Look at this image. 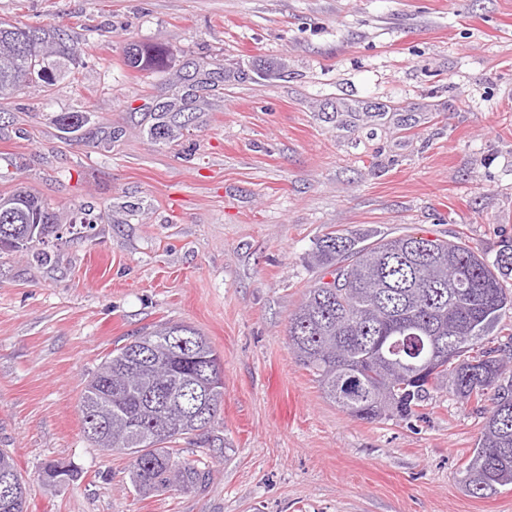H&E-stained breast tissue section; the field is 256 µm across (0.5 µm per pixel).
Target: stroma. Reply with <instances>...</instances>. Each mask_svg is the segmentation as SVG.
Returning a JSON list of instances; mask_svg holds the SVG:
<instances>
[{
	"mask_svg": "<svg viewBox=\"0 0 512 512\" xmlns=\"http://www.w3.org/2000/svg\"><path fill=\"white\" fill-rule=\"evenodd\" d=\"M0 21L81 49L64 84L0 98V194L59 224L48 260L0 253V448L27 512H512L511 486L464 487L479 404L354 419L287 344L329 232L422 228L491 258L512 240V0H0ZM134 43L163 64L130 68ZM165 321L223 360L224 452L189 445L208 488L145 498L78 402ZM50 462L77 479L45 489ZM4 456L7 458L9 466L14 472L15 482L13 489L11 490V487L5 484L4 480H2V476L0 475V498L4 495L5 491H9L10 494L13 493L15 499L18 500L19 509H24L27 495L25 479L23 478L20 471L17 469V466L14 463V459L10 452L7 451L6 449L1 448L0 457L2 458Z\"/></svg>",
	"mask_w": 512,
	"mask_h": 512,
	"instance_id": "1",
	"label": "stroma"
}]
</instances>
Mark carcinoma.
Segmentation results:
<instances>
[{"instance_id":"carcinoma-1","label":"carcinoma","mask_w":512,"mask_h":512,"mask_svg":"<svg viewBox=\"0 0 512 512\" xmlns=\"http://www.w3.org/2000/svg\"><path fill=\"white\" fill-rule=\"evenodd\" d=\"M81 49L65 32L0 21V95L25 87H49L65 79ZM164 51L135 45L127 52L132 68L158 65ZM11 209L0 208V238L20 241L25 252L47 258L45 240L29 236L30 225L56 218L50 205L28 191L6 195ZM512 242L488 260L462 242L429 239L423 234L382 238L362 245L351 234L330 232L316 244L314 261L331 280L306 290L288 318V349L316 378L326 398L346 415L374 422L406 419L445 390L462 402L487 401L480 436L465 467L466 491L484 498L512 485V334L499 326L512 310ZM373 280L386 283L376 293ZM174 336H191L194 356L219 353L197 328L164 322L114 349L92 374L81 393L83 432L104 452L129 456L128 479L148 497L161 489L196 490L212 480L202 459L181 457L174 444L191 439L211 445V427L224 401V370L202 401L183 380L189 368L153 383L171 401L172 431L143 404L145 386L123 383L130 369L149 353L154 361H175ZM112 376V404L103 383ZM14 472V486L0 479V497L13 493L26 503V483L9 451L0 449Z\"/></svg>"}]
</instances>
